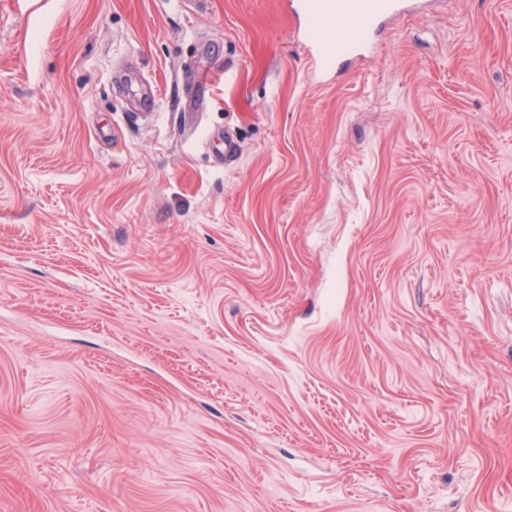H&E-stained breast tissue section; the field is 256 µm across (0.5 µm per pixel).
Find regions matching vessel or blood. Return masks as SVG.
<instances>
[{"label": "vessel or blood", "instance_id": "obj_1", "mask_svg": "<svg viewBox=\"0 0 512 512\" xmlns=\"http://www.w3.org/2000/svg\"><path fill=\"white\" fill-rule=\"evenodd\" d=\"M409 0H298L296 15L304 31L332 26L326 42H308L317 72H324L332 59L363 54L372 35L382 24L407 9Z\"/></svg>", "mask_w": 512, "mask_h": 512}]
</instances>
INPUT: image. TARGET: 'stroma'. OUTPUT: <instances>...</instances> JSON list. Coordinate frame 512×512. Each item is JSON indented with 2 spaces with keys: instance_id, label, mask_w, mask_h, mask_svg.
<instances>
[{
  "instance_id": "stroma-1",
  "label": "stroma",
  "mask_w": 512,
  "mask_h": 512,
  "mask_svg": "<svg viewBox=\"0 0 512 512\" xmlns=\"http://www.w3.org/2000/svg\"><path fill=\"white\" fill-rule=\"evenodd\" d=\"M182 2L0 0V512H512V0ZM408 2L412 0H298L295 13L304 31L333 26L329 41L305 40L316 71L325 72L335 57L351 59L362 55L371 36L385 21L403 14ZM350 18L356 21V28L344 33L338 26Z\"/></svg>"
}]
</instances>
